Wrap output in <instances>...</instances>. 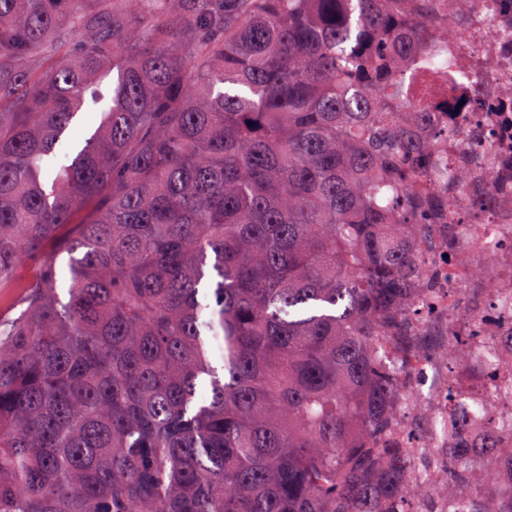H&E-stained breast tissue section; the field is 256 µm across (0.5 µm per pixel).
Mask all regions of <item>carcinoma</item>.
I'll list each match as a JSON object with an SVG mask.
<instances>
[{"label":"carcinoma","instance_id":"1","mask_svg":"<svg viewBox=\"0 0 512 512\" xmlns=\"http://www.w3.org/2000/svg\"><path fill=\"white\" fill-rule=\"evenodd\" d=\"M450 10L0 0V512H413L382 337L454 135L402 72L446 81ZM456 430L458 512H485Z\"/></svg>","mask_w":512,"mask_h":512}]
</instances>
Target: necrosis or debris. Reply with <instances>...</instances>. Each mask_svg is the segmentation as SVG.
Instances as JSON below:
<instances>
[{
    "label": "necrosis or debris",
    "mask_w": 512,
    "mask_h": 512,
    "mask_svg": "<svg viewBox=\"0 0 512 512\" xmlns=\"http://www.w3.org/2000/svg\"><path fill=\"white\" fill-rule=\"evenodd\" d=\"M463 17L448 35L447 48L456 64L457 93L434 91L431 76L414 62L404 68V88L426 96L443 124L457 128L448 147L439 151L426 177L430 189L447 187L459 211L476 207L483 195L494 208L482 214V233L472 237L465 224L451 225L444 213H433L419 239L423 268L436 271L440 307L418 335L389 340L398 371L401 397L397 414L425 413L422 430L428 444L413 447L414 456L447 447L451 429L448 406L469 415V444L484 446L483 416L499 427V454L488 488L512 483V113L484 112L477 100L512 96V10L502 0H454ZM465 181H457L459 171ZM485 296V325L471 344V358L455 367L442 360L452 335L470 329L462 306L472 292Z\"/></svg>",
    "instance_id": "1"
}]
</instances>
